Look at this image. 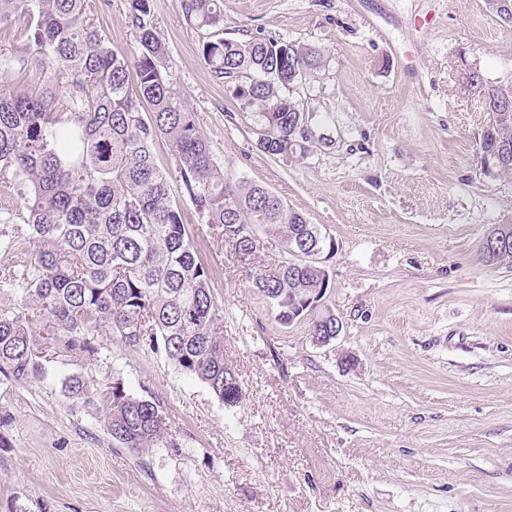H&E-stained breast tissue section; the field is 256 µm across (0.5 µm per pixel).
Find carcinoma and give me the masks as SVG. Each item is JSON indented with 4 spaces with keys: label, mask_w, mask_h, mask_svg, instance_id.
<instances>
[{
    "label": "carcinoma",
    "mask_w": 512,
    "mask_h": 512,
    "mask_svg": "<svg viewBox=\"0 0 512 512\" xmlns=\"http://www.w3.org/2000/svg\"><path fill=\"white\" fill-rule=\"evenodd\" d=\"M186 18L209 31L204 61L218 78L238 81L237 97L260 107L259 148L295 152L298 104L290 89L320 53L273 39L224 37V0H183ZM89 0H0V27L28 17L23 43L0 49V175L23 194L33 243L27 273L33 306L0 314V373L22 379L38 371L33 336L68 337L67 347L91 349L87 335L110 333L144 352L164 349L181 372L224 400V336L219 332L210 272L197 257L188 225L171 200L168 172L154 158L157 140L179 161L183 186L205 223L232 242L242 262L259 249L252 225L280 239L283 253L312 224L261 184L236 179L217 164L197 113L168 74L167 48L151 0H129L139 54L113 53L88 16ZM459 93L488 112L512 82L491 84L458 71ZM512 151V119L489 112L478 157ZM490 265L512 264V238ZM313 255L294 258L275 275L252 274L261 293L283 296L280 322L322 284ZM113 442L123 448L175 447L162 405L128 394L116 382L106 399Z\"/></svg>",
    "instance_id": "1"
}]
</instances>
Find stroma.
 Instances as JSON below:
<instances>
[{
    "instance_id": "1",
    "label": "stroma",
    "mask_w": 512,
    "mask_h": 512,
    "mask_svg": "<svg viewBox=\"0 0 512 512\" xmlns=\"http://www.w3.org/2000/svg\"><path fill=\"white\" fill-rule=\"evenodd\" d=\"M93 2L107 47L134 58L127 0ZM422 12L437 17L427 33L412 25ZM152 13L216 162L335 239L323 302L344 331L317 346L308 321L277 320L157 141L243 401L225 407L164 351L101 330L90 353L38 337V373L0 374V512H512V267L481 250L512 224V174L484 173L488 115L456 91L462 57L512 80V25L486 0H224L225 37L322 56L293 88L301 149L271 156L258 107L211 72L183 0H152ZM36 252L22 220L0 224V314L30 306L18 281ZM116 381L162 403L176 447L113 443L102 394Z\"/></svg>"
}]
</instances>
